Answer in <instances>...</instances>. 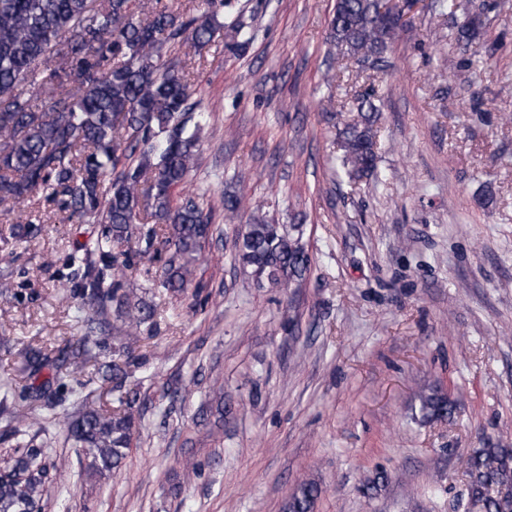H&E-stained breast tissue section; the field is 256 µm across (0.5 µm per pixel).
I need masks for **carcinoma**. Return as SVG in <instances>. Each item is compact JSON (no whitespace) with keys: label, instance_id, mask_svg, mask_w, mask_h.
Returning <instances> with one entry per match:
<instances>
[{"label":"carcinoma","instance_id":"1","mask_svg":"<svg viewBox=\"0 0 512 512\" xmlns=\"http://www.w3.org/2000/svg\"><path fill=\"white\" fill-rule=\"evenodd\" d=\"M140 18L130 0H0V204L40 196L70 216L103 225L100 237L73 253L85 263L99 252L117 268L130 269L129 254L160 264L161 285L174 296L192 283L195 264L212 237V209L201 197L173 198L199 160L197 136L187 132L198 103L185 76L178 39L197 44L225 31L227 48L239 52L252 35L245 25L219 21L231 0H207V9L180 10L171 0H151ZM403 9L387 19L378 0H336L330 20L337 55L365 69L380 70L401 31ZM484 20L477 15L457 31L470 45ZM35 89L44 104L28 97ZM375 93L357 98V119L342 133V163L361 179L376 169L373 126ZM299 225L272 224L262 213L238 232L234 259L260 284L299 283L310 267ZM86 303L121 335L112 337V407L85 405L88 382L76 373L97 361L102 343L79 339L78 361L59 382L21 392L22 405L8 413L17 436L43 427L63 409L67 437L86 472L115 475L132 446L147 395L126 385L131 342L154 324L156 307L132 288L94 280ZM427 418L446 417L453 406L435 394L422 399ZM471 500L485 512H512V448H476L466 459ZM49 466L40 448L17 447L0 465V512L40 507ZM318 488L302 482L288 498L287 512H313Z\"/></svg>","mask_w":512,"mask_h":512}]
</instances>
